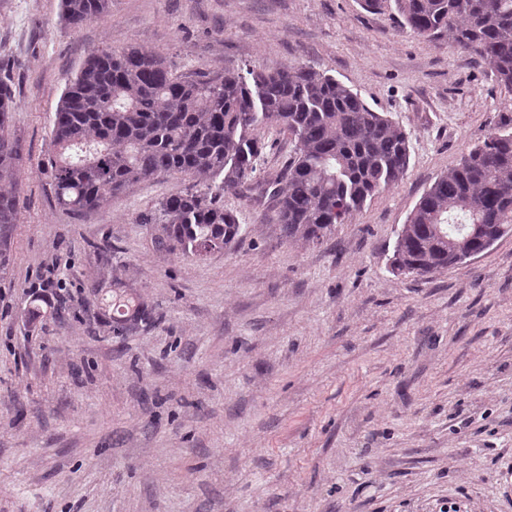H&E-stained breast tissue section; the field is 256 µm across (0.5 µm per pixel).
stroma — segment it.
I'll use <instances>...</instances> for the list:
<instances>
[{
    "label": "stroma",
    "instance_id": "stroma-1",
    "mask_svg": "<svg viewBox=\"0 0 512 512\" xmlns=\"http://www.w3.org/2000/svg\"><path fill=\"white\" fill-rule=\"evenodd\" d=\"M131 43L208 76L328 71L406 130L408 170L321 245L225 191L241 238L201 260L140 221L176 177L64 209L38 166L60 96ZM1 76L23 160L0 240V512H512V234L427 278L390 268L436 178L512 128L478 56L361 0H112L77 30L60 0H0ZM95 285L137 290L153 323L113 336Z\"/></svg>",
    "mask_w": 512,
    "mask_h": 512
}]
</instances>
